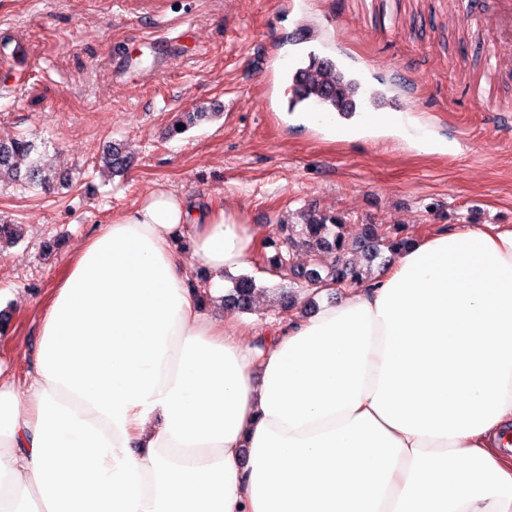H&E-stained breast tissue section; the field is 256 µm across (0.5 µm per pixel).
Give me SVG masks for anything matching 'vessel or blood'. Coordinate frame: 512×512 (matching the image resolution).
I'll return each instance as SVG.
<instances>
[{
    "label": "vessel or blood",
    "mask_w": 512,
    "mask_h": 512,
    "mask_svg": "<svg viewBox=\"0 0 512 512\" xmlns=\"http://www.w3.org/2000/svg\"><path fill=\"white\" fill-rule=\"evenodd\" d=\"M467 17L495 34L486 46L489 80L512 85V0H473ZM314 42L308 30H296L290 40L292 60L280 74L289 86L294 111L333 112L346 123L365 115L383 123L389 113L414 111L410 95L377 78L374 62L341 53L324 58L316 53Z\"/></svg>",
    "instance_id": "1"
}]
</instances>
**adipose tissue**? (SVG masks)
Wrapping results in <instances>:
<instances>
[{
	"instance_id": "ef3b65f1",
	"label": "adipose tissue",
	"mask_w": 512,
	"mask_h": 512,
	"mask_svg": "<svg viewBox=\"0 0 512 512\" xmlns=\"http://www.w3.org/2000/svg\"><path fill=\"white\" fill-rule=\"evenodd\" d=\"M258 244L156 191L76 249L0 370V512H512V227L419 235L260 353L188 284Z\"/></svg>"
}]
</instances>
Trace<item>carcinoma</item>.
Listing matches in <instances>:
<instances>
[{
	"mask_svg": "<svg viewBox=\"0 0 512 512\" xmlns=\"http://www.w3.org/2000/svg\"><path fill=\"white\" fill-rule=\"evenodd\" d=\"M214 116L212 112H187L185 118L175 120L167 135L175 138L197 123ZM182 124L184 128L177 129ZM104 170L114 176L124 174L133 163V157L122 149L110 146L100 157ZM56 179L51 173L44 154L36 142L25 136L0 140V186L16 184L22 188H47ZM342 224L334 214L310 215L302 224H281L277 234L265 238L262 248L272 250L266 257L267 270L288 280V291L283 293L281 306L292 310L297 307L299 292L316 295L324 290L346 288L362 283L365 271L361 261L372 262L387 250L395 253L408 243L398 238L380 224H363L352 240L346 238ZM309 253L308 265L293 264L292 255L297 249ZM231 287L222 297L224 305L239 311L251 308L260 286L255 278L240 275L230 278Z\"/></svg>",
	"mask_w": 512,
	"mask_h": 512,
	"instance_id": "1",
	"label": "carcinoma"
}]
</instances>
